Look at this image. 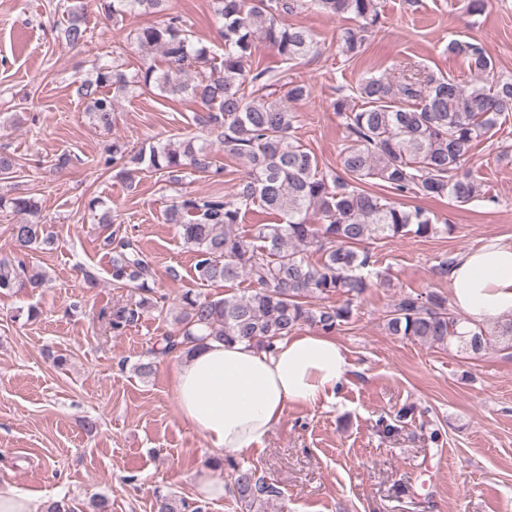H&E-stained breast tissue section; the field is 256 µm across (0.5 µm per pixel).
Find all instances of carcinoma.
I'll return each instance as SVG.
<instances>
[{"label": "carcinoma", "mask_w": 512, "mask_h": 512, "mask_svg": "<svg viewBox=\"0 0 512 512\" xmlns=\"http://www.w3.org/2000/svg\"><path fill=\"white\" fill-rule=\"evenodd\" d=\"M305 1L333 16H353L362 21L363 31L379 23L376 0H213L224 40L220 62L192 39L186 20L170 15L133 33L141 50L162 54L165 68L142 66L129 78L97 58L92 78L80 84L90 119L105 130L115 124V101L121 95L157 90L162 97L187 96L199 105L195 121L200 129L217 134L224 152L245 165L231 197L188 194L166 210V221L178 225L183 244L193 252L195 287L181 294L174 319L178 329L161 337V354L177 353L206 339L247 340L268 347L302 324L333 335L350 321L351 300L374 287L366 244L408 235L428 238L450 230L427 210L399 206L363 189L365 183L378 180L400 196L456 203L481 196V184L463 171L465 156L512 113V79L484 85L480 78L494 71L496 62L482 45L464 40L450 42L448 53L463 57L475 75L467 86L416 70L394 78H365L354 99L338 98L333 109L347 131L341 172L327 175L319 170L315 154L295 135V113L283 103L304 99L307 86L290 82L285 99H271L266 94L271 87L268 71L250 65L260 42L286 62L317 52L309 30L280 19ZM67 3L60 37L71 47L82 46L89 38V2ZM94 6L116 21L136 13H162L166 0H94ZM359 31L345 30L344 53H358L363 42ZM110 152L117 176L129 182L142 170L163 171L174 184L187 170L224 174L210 144L196 137L148 142L134 153L114 141ZM255 207L276 214L279 222L240 230L243 217ZM2 209L22 219L10 232L13 256L0 260V293L34 292L45 285L46 275L30 264L28 256L53 239L44 234L35 198H0ZM100 223L109 230L104 245L109 247L112 282L141 293L134 304H114L100 311L106 329L117 335L144 312L159 307L163 297L156 296L149 283L152 269L139 245L111 229L108 212L101 214ZM310 250L320 253L318 261H309ZM239 280L251 285L240 295L211 299L199 292L205 286ZM315 295L344 296L346 303L313 306L307 299ZM385 325L392 336L454 345L469 358L481 356L494 343L512 349V315L489 328L451 311L446 299L434 292L401 296L387 311ZM235 485L249 509L275 493L250 469L237 472ZM183 507L184 502L172 496L156 497V512H181Z\"/></svg>", "instance_id": "1"}]
</instances>
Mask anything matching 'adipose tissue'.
Returning <instances> with one entry per match:
<instances>
[{
  "mask_svg": "<svg viewBox=\"0 0 512 512\" xmlns=\"http://www.w3.org/2000/svg\"><path fill=\"white\" fill-rule=\"evenodd\" d=\"M448 281L467 317L492 323L512 314V240L466 250ZM352 370L347 350L323 333L292 334L270 349L207 340L183 353L173 390L182 418L220 457L262 446L289 406L335 401Z\"/></svg>",
  "mask_w": 512,
  "mask_h": 512,
  "instance_id": "obj_1",
  "label": "adipose tissue"
}]
</instances>
